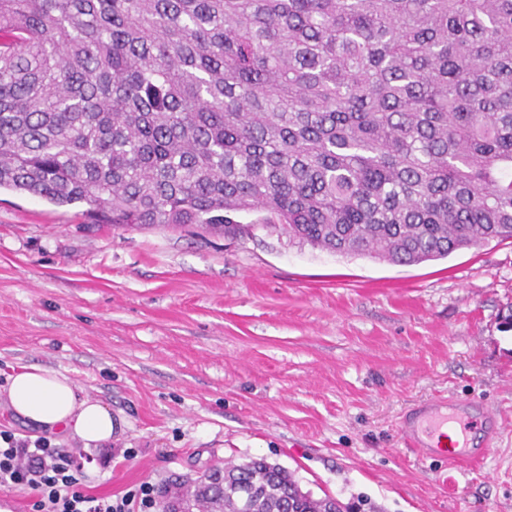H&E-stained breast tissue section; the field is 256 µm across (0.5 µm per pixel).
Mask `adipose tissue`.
Here are the masks:
<instances>
[{
  "label": "adipose tissue",
  "instance_id": "1",
  "mask_svg": "<svg viewBox=\"0 0 512 512\" xmlns=\"http://www.w3.org/2000/svg\"><path fill=\"white\" fill-rule=\"evenodd\" d=\"M0 394L14 417L32 428L77 438L88 450L112 442L111 408L82 395L66 373L22 365L6 375Z\"/></svg>",
  "mask_w": 512,
  "mask_h": 512
}]
</instances>
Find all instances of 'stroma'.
I'll use <instances>...</instances> for the list:
<instances>
[{"mask_svg": "<svg viewBox=\"0 0 512 512\" xmlns=\"http://www.w3.org/2000/svg\"><path fill=\"white\" fill-rule=\"evenodd\" d=\"M84 211L0 191V371H65L111 408L90 493L263 458L359 512H512V240L404 266ZM438 395L509 422L478 466L400 443Z\"/></svg>", "mask_w": 512, "mask_h": 512, "instance_id": "35a3bbf8", "label": "stroma"}]
</instances>
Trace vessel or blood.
I'll use <instances>...</instances> for the list:
<instances>
[{
  "mask_svg": "<svg viewBox=\"0 0 512 512\" xmlns=\"http://www.w3.org/2000/svg\"><path fill=\"white\" fill-rule=\"evenodd\" d=\"M496 414L485 406L448 398L427 401L399 424V435L406 447L431 456L446 454L449 460L479 461L484 449L474 447L477 431H499Z\"/></svg>",
  "mask_w": 512,
  "mask_h": 512,
  "instance_id": "b4317fda",
  "label": "vessel or blood"
}]
</instances>
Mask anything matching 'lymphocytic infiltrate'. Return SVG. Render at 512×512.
I'll list each match as a JSON object with an SVG mask.
<instances>
[{
  "label": "lymphocytic infiltrate",
  "mask_w": 512,
  "mask_h": 512,
  "mask_svg": "<svg viewBox=\"0 0 512 512\" xmlns=\"http://www.w3.org/2000/svg\"><path fill=\"white\" fill-rule=\"evenodd\" d=\"M74 449L0 430V490L28 488L30 512H152L155 489L144 482L124 494L96 495L79 478Z\"/></svg>",
  "instance_id": "obj_1"
}]
</instances>
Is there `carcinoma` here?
Segmentation results:
<instances>
[{"label": "carcinoma", "mask_w": 512, "mask_h": 512, "mask_svg": "<svg viewBox=\"0 0 512 512\" xmlns=\"http://www.w3.org/2000/svg\"><path fill=\"white\" fill-rule=\"evenodd\" d=\"M2 188L402 265L512 239V0H0ZM171 494L347 512L264 459Z\"/></svg>", "instance_id": "carcinoma-1"}]
</instances>
